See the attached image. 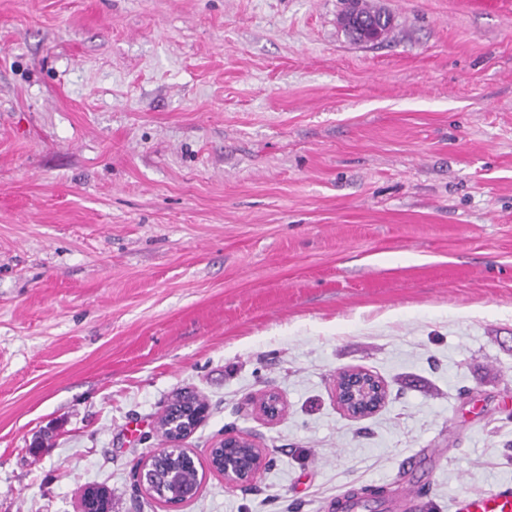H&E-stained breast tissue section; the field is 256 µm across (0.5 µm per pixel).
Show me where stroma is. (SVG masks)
<instances>
[{
  "label": "stroma",
  "instance_id": "1",
  "mask_svg": "<svg viewBox=\"0 0 512 512\" xmlns=\"http://www.w3.org/2000/svg\"><path fill=\"white\" fill-rule=\"evenodd\" d=\"M370 3L365 44L345 0H0V512L512 485V9ZM350 367L387 389L363 420ZM185 392L202 488L168 511L134 474ZM384 384L360 369H344L336 377V403L354 419H364L378 411L386 400ZM224 448H250L239 454L224 455V448H214L211 465L224 477V484L229 488H244L251 484L263 466L267 465V456L254 440L234 431L226 430L220 440ZM105 490L101 489L99 491H96L93 488L92 489L86 488L80 495V498L77 503L76 511L77 512H90L91 508H89L88 505L90 504L91 501H95L97 510H101V512L110 511L109 508L112 509V500H111V497L107 494V492ZM108 496H109L110 507L108 504Z\"/></svg>",
  "mask_w": 512,
  "mask_h": 512
}]
</instances>
